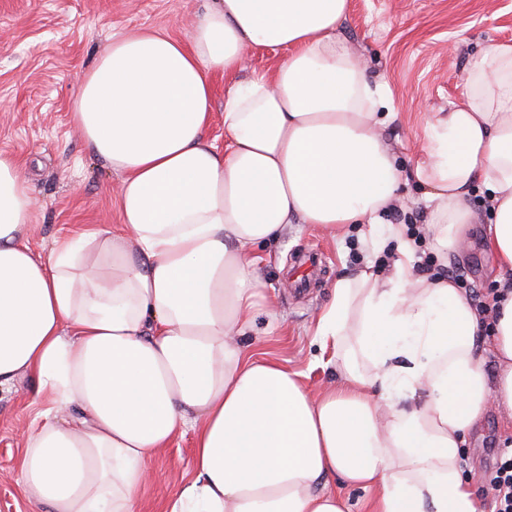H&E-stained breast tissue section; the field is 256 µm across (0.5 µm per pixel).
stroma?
<instances>
[{
    "label": "stroma",
    "instance_id": "1",
    "mask_svg": "<svg viewBox=\"0 0 512 512\" xmlns=\"http://www.w3.org/2000/svg\"><path fill=\"white\" fill-rule=\"evenodd\" d=\"M205 0H0V154L14 158L32 192L28 244L47 254L57 237L88 224L114 225L117 175L84 142L71 120L76 90L112 40L136 29L186 39ZM341 36L384 77L395 112L385 134L404 170L422 155L426 118L448 109L464 90L470 56L491 42L512 43V0H349ZM485 227L470 225V250L457 265L471 287L494 283L495 262ZM358 226L344 228L343 243L314 224L289 225L280 241L259 249V274L279 316L267 328L264 309L253 314L245 348L266 353L300 372L311 393L337 375L314 338L315 322L331 299L336 278L360 267ZM33 380L0 394V512H34L20 486L24 433L43 404ZM512 445V423L490 413L465 437L463 470L475 476L479 512H488L484 473L498 448ZM193 434L176 436L150 461L154 479L140 489V512L165 506L190 474Z\"/></svg>",
    "mask_w": 512,
    "mask_h": 512
}]
</instances>
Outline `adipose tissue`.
Here are the masks:
<instances>
[{"mask_svg":"<svg viewBox=\"0 0 512 512\" xmlns=\"http://www.w3.org/2000/svg\"><path fill=\"white\" fill-rule=\"evenodd\" d=\"M347 4L210 0L187 40H113L72 121L121 176V232L93 224L34 254L29 184L0 154V391L34 377L50 397L20 464L36 512H138L149 459L188 429L192 476L168 512H347L340 483L367 512H478L460 447L489 409L512 416V289L478 345L479 313L418 273L385 217L412 175L433 204L424 236L459 256L482 190L497 280L512 276V44L471 57L407 174L383 84L339 35ZM255 47L286 51L273 76L248 72ZM218 72L239 76L223 150L207 137ZM291 224L363 228L367 261L317 320L340 371L317 396L240 342L264 287L253 251Z\"/></svg>","mask_w":512,"mask_h":512,"instance_id":"obj_1","label":"adipose tissue"}]
</instances>
